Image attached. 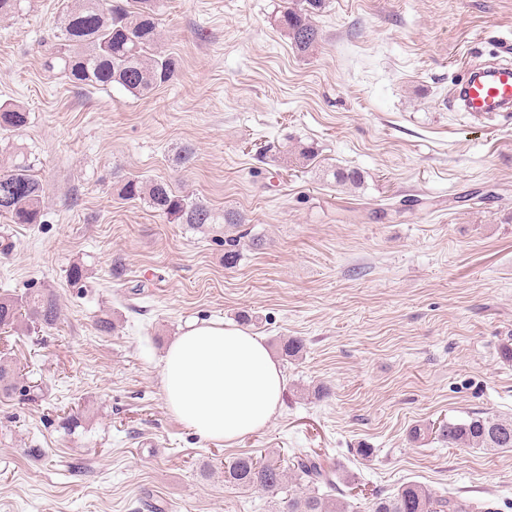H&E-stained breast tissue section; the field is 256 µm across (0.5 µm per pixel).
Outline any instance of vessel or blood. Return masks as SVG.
<instances>
[{
  "label": "vessel or blood",
  "instance_id": "b4317fda",
  "mask_svg": "<svg viewBox=\"0 0 512 512\" xmlns=\"http://www.w3.org/2000/svg\"><path fill=\"white\" fill-rule=\"evenodd\" d=\"M452 97L462 111L474 116L511 112L512 60H499L489 67H465Z\"/></svg>",
  "mask_w": 512,
  "mask_h": 512
}]
</instances>
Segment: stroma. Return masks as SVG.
<instances>
[{
  "label": "stroma",
  "instance_id": "stroma-1",
  "mask_svg": "<svg viewBox=\"0 0 512 512\" xmlns=\"http://www.w3.org/2000/svg\"><path fill=\"white\" fill-rule=\"evenodd\" d=\"M66 3L0 19V104L30 114L12 142L44 209L0 218V291L61 304L58 328L0 334L40 385L0 396V512H270L224 464L299 450L324 454L351 502L417 482L512 512V449L409 439L512 415V114L448 108L467 60L512 39V0H325L307 54L276 25L283 0H160L178 72L139 99L45 71ZM133 175L243 212L264 247L225 267L223 236L122 199ZM244 311L286 384L270 423L227 446L168 411L161 357L187 323ZM291 338L304 348L282 359Z\"/></svg>",
  "mask_w": 512,
  "mask_h": 512
}]
</instances>
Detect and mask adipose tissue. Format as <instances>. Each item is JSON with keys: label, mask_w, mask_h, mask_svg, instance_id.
<instances>
[{"label": "adipose tissue", "mask_w": 512, "mask_h": 512, "mask_svg": "<svg viewBox=\"0 0 512 512\" xmlns=\"http://www.w3.org/2000/svg\"><path fill=\"white\" fill-rule=\"evenodd\" d=\"M161 375L167 408L227 445L267 426L284 389L263 338L220 320L188 324L168 346Z\"/></svg>", "instance_id": "1"}]
</instances>
